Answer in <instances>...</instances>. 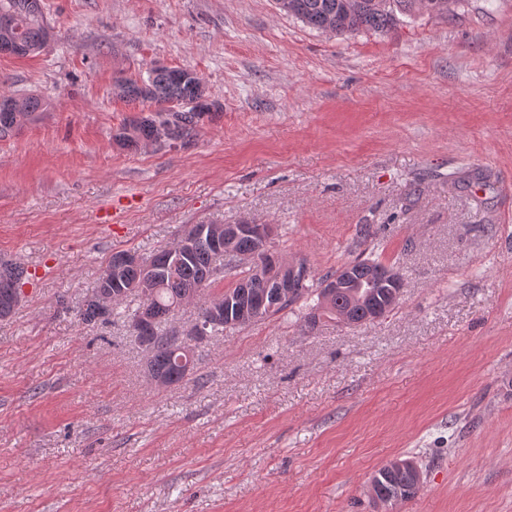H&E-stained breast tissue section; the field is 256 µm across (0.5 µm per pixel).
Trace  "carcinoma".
I'll return each instance as SVG.
<instances>
[{
	"label": "carcinoma",
	"instance_id": "carcinoma-1",
	"mask_svg": "<svg viewBox=\"0 0 512 512\" xmlns=\"http://www.w3.org/2000/svg\"><path fill=\"white\" fill-rule=\"evenodd\" d=\"M440 0H288L285 13L300 19L307 26L324 30L332 23L338 35H352L360 31L383 32L400 22L402 16H412L419 10L435 13ZM48 37L43 23L40 0H0V48L8 46L20 57L38 54ZM179 69L149 68L147 77L125 80L126 89L120 98L128 102L148 103L155 111L146 113L133 126V133L126 141L152 142L156 136V121L160 113L173 111L172 138L188 141L194 135L197 125L205 112L195 106L204 97L199 81L183 80L177 76ZM42 99L34 95H0V138L11 135L20 127L16 114L31 121L43 110ZM192 248L185 256L177 255L173 246L164 247L148 258L140 259L136 268L126 267L120 262L126 250L112 253L107 266L114 268L112 278H99L94 294L87 297L79 311L87 323L105 321L120 307L127 308L134 336L142 345L153 348L148 362L153 374L164 380L166 385L178 383L187 376L190 365L178 364L175 350L180 348L167 334L160 332L162 322L189 298L199 300L198 316H204L209 309L220 307L224 317L220 320L203 322L199 336L187 337L188 342L198 343L206 338L224 335L227 323L240 319L253 307L256 298L272 295L274 288L270 278L247 267L241 270L229 268L236 278L235 286L224 290L215 297H204L203 291L212 286L221 273L219 265L222 253L210 237V225L195 224L187 233ZM348 266L355 276V286L330 289L326 307H321L323 285L335 283L337 272L322 276L312 282L306 274L303 282L294 287L288 298L251 317L252 324L276 316L293 305L304 302L307 312L305 326L312 328L323 317L336 319V314L347 313L351 325L368 322L373 310L385 315L393 309L391 283L376 276L386 265L370 258L356 259ZM24 270L18 265L0 263V319L15 312L14 299L20 292ZM112 295V304L104 309L94 300L97 293ZM152 312L151 323L139 326L135 319L144 308ZM416 464L409 458L392 461L375 472L371 482L376 484L380 500H403L412 497L420 488L415 480Z\"/></svg>",
	"mask_w": 512,
	"mask_h": 512
}]
</instances>
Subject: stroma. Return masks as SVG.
<instances>
[{
	"label": "stroma",
	"instance_id": "obj_1",
	"mask_svg": "<svg viewBox=\"0 0 512 512\" xmlns=\"http://www.w3.org/2000/svg\"><path fill=\"white\" fill-rule=\"evenodd\" d=\"M42 51L0 93L46 109L0 139V512H512V0L385 32L309 28L276 0H41ZM202 79L185 144L114 140L115 77ZM270 224L314 277L370 253L403 281L359 326L299 310L199 343L167 387L127 323L74 312L113 251L192 224ZM24 270L18 265L0 263V319L15 312L14 299L20 292ZM415 469L412 459L399 458L377 470L371 482L376 484L379 499L403 500L414 496L421 483L415 480Z\"/></svg>",
	"mask_w": 512,
	"mask_h": 512
}]
</instances>
